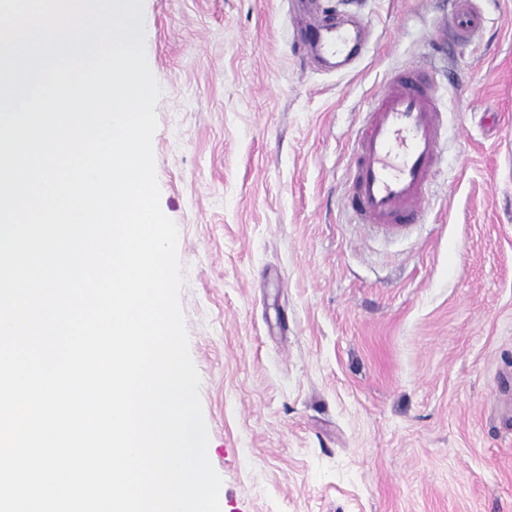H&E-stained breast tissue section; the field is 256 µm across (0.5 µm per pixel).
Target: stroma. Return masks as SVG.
Instances as JSON below:
<instances>
[{
  "instance_id": "1",
  "label": "stroma",
  "mask_w": 512,
  "mask_h": 512,
  "mask_svg": "<svg viewBox=\"0 0 512 512\" xmlns=\"http://www.w3.org/2000/svg\"><path fill=\"white\" fill-rule=\"evenodd\" d=\"M359 16L323 73L291 10ZM145 0L161 208L221 512H512V0ZM402 72L448 116L423 223L344 198L364 114ZM471 0H453V12L449 19L455 36L462 42H470L482 27L484 18L472 6Z\"/></svg>"
}]
</instances>
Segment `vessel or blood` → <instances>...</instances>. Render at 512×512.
I'll use <instances>...</instances> for the list:
<instances>
[{"mask_svg":"<svg viewBox=\"0 0 512 512\" xmlns=\"http://www.w3.org/2000/svg\"><path fill=\"white\" fill-rule=\"evenodd\" d=\"M449 23L460 42L472 40L484 19L471 0H453ZM321 58L357 60L356 27L341 21L313 25L307 36ZM442 112L432 79L403 74L372 103L356 142L348 206L357 223L398 234L419 221L440 153Z\"/></svg>","mask_w":512,"mask_h":512,"instance_id":"obj_1","label":"vessel or blood"}]
</instances>
